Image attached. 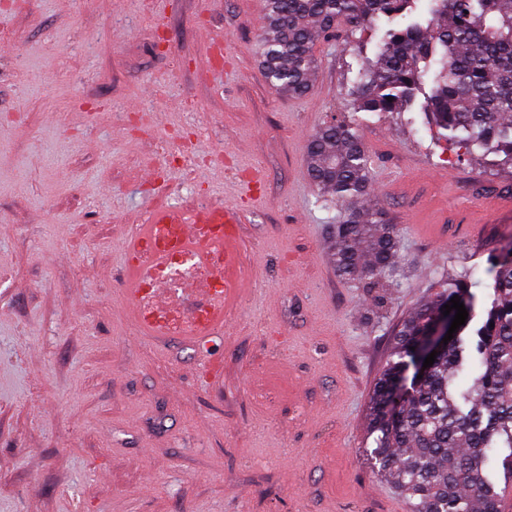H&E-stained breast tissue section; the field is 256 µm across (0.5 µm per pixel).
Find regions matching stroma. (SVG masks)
Listing matches in <instances>:
<instances>
[{
  "mask_svg": "<svg viewBox=\"0 0 512 512\" xmlns=\"http://www.w3.org/2000/svg\"><path fill=\"white\" fill-rule=\"evenodd\" d=\"M265 0H0V512H406L364 456L400 323L451 279L486 304L512 244V173L438 140L420 110L356 112L343 41L311 88L264 77ZM177 105L198 158L128 116ZM355 122L367 204L398 245L382 287L331 264L340 207L307 171L312 135ZM225 194L261 169L241 226L248 283L198 347L135 335L124 239L157 201Z\"/></svg>",
  "mask_w": 512,
  "mask_h": 512,
  "instance_id": "stroma-1",
  "label": "stroma"
}]
</instances>
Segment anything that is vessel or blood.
<instances>
[{
  "instance_id": "vessel-or-blood-1",
  "label": "vessel or blood",
  "mask_w": 512,
  "mask_h": 512,
  "mask_svg": "<svg viewBox=\"0 0 512 512\" xmlns=\"http://www.w3.org/2000/svg\"><path fill=\"white\" fill-rule=\"evenodd\" d=\"M239 203L210 200L204 203L156 202L132 225L125 237L127 254L123 305L133 316L139 334L157 339L201 341L223 333L224 310L238 286L231 271L238 254L231 244L243 221ZM197 267L216 266L222 285L199 288L193 278L181 281L182 288L199 292L202 312L190 314L184 330L169 326L156 313L162 295L170 291L168 276L177 259Z\"/></svg>"
}]
</instances>
